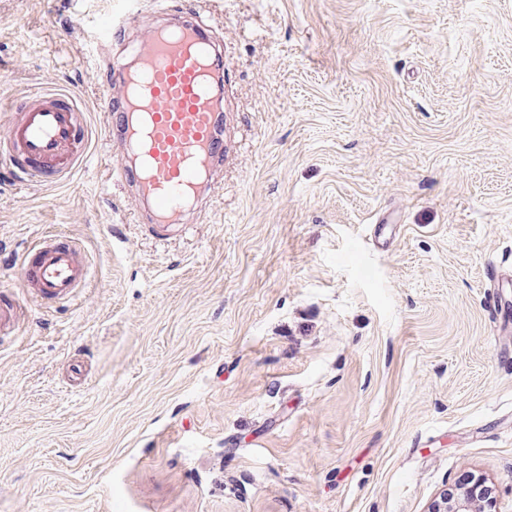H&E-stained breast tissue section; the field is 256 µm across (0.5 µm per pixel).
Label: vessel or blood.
Listing matches in <instances>:
<instances>
[{
  "mask_svg": "<svg viewBox=\"0 0 512 512\" xmlns=\"http://www.w3.org/2000/svg\"><path fill=\"white\" fill-rule=\"evenodd\" d=\"M215 50L194 22L180 20L152 32L147 62L128 80L123 98H102L108 129L124 128L135 165L117 171L155 205L158 235L181 223L202 180L224 154L220 125L224 102L214 92ZM7 140L0 164L23 162L29 185H56L83 166L89 143L86 109L73 95L42 89L11 101L4 109ZM24 294L51 306L74 299L89 279V268L74 240L65 235L40 237L21 257ZM492 287L487 303L499 323L512 319L499 288H512L495 267H488ZM23 316V304L0 296V334L11 333Z\"/></svg>",
  "mask_w": 512,
  "mask_h": 512,
  "instance_id": "obj_1",
  "label": "vessel or blood"
}]
</instances>
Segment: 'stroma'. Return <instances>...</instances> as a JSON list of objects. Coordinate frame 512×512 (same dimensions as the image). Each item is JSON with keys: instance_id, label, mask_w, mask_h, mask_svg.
I'll list each match as a JSON object with an SVG mask.
<instances>
[{"instance_id": "35a3bbf8", "label": "stroma", "mask_w": 512, "mask_h": 512, "mask_svg": "<svg viewBox=\"0 0 512 512\" xmlns=\"http://www.w3.org/2000/svg\"><path fill=\"white\" fill-rule=\"evenodd\" d=\"M174 15L224 55V157L160 239L100 70ZM40 87L88 159L0 170V285L48 233L90 277L0 341V512H429L465 473L512 512V0H0V104Z\"/></svg>"}]
</instances>
